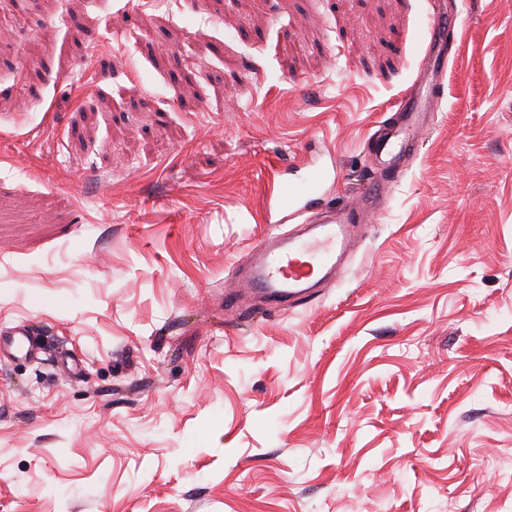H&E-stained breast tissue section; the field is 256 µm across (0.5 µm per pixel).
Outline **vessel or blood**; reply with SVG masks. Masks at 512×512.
Listing matches in <instances>:
<instances>
[{
    "instance_id": "b4317fda",
    "label": "vessel or blood",
    "mask_w": 512,
    "mask_h": 512,
    "mask_svg": "<svg viewBox=\"0 0 512 512\" xmlns=\"http://www.w3.org/2000/svg\"><path fill=\"white\" fill-rule=\"evenodd\" d=\"M458 4L436 7L427 14L426 48L412 85L393 107V117L382 121L377 135L368 143L381 170L395 176L406 172V158L414 152L421 137L430 129V116L443 96L444 75L448 68V39L462 23ZM325 174L312 169L301 184H284L274 203L275 213L293 217L307 216L315 230L286 238L267 234L250 242L243 250L241 265L250 269L244 284L248 293L268 296L276 301L294 298L306 301L314 297L313 287L323 279L335 278L341 256L351 251V227L367 223L378 214L383 189L377 179H370L357 204L329 207L309 216L304 204L322 197ZM38 345L27 325L0 329V358H31Z\"/></svg>"
}]
</instances>
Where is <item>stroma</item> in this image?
Returning <instances> with one entry per match:
<instances>
[{
  "instance_id": "35a3bbf8",
  "label": "stroma",
  "mask_w": 512,
  "mask_h": 512,
  "mask_svg": "<svg viewBox=\"0 0 512 512\" xmlns=\"http://www.w3.org/2000/svg\"><path fill=\"white\" fill-rule=\"evenodd\" d=\"M0 0V512H512V0L308 304L225 303L282 184L355 198L428 0ZM39 346L25 324L0 329V360L3 358L29 359L37 353Z\"/></svg>"
}]
</instances>
